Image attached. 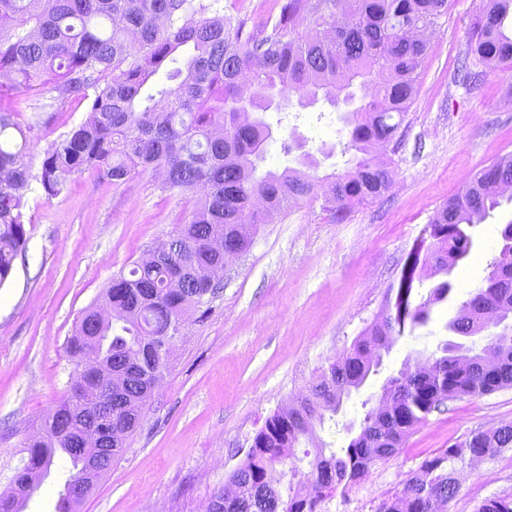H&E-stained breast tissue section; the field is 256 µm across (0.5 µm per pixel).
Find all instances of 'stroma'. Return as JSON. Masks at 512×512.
Instances as JSON below:
<instances>
[{"instance_id": "35a3bbf8", "label": "stroma", "mask_w": 512, "mask_h": 512, "mask_svg": "<svg viewBox=\"0 0 512 512\" xmlns=\"http://www.w3.org/2000/svg\"><path fill=\"white\" fill-rule=\"evenodd\" d=\"M225 16L242 19L262 37L284 0H222ZM481 0H448L424 37L428 53L417 93L399 135L382 155L394 187L353 204L336 220L321 200L304 201L260 225L246 253L229 259L218 297L189 306L168 368L145 405L124 454L101 478L79 512H201L212 492L243 459L249 439L289 397L306 392L320 370L340 357L380 316L384 296L435 212L478 172L512 156V66L485 69L477 84L455 76L466 34ZM14 120L45 150L87 117V106H44L23 88L9 89ZM344 105L290 98L264 112L272 128L258 171L301 167L310 174L343 173ZM160 173L121 184L100 172L71 176L53 197L29 194L26 249L0 284V493L22 466L23 444L69 396L76 374L68 341L83 313L100 302L112 277L146 259L181 223L185 198L162 191ZM512 221L503 201L471 229L469 257L451 274L452 300L434 320L399 338L379 374L344 398L320 432L330 448L346 446L366 399H378L387 377L407 358L447 341L459 304L478 288ZM512 424V387L448 401L405 440L401 452L372 466L347 495L324 512H376L423 460L471 432ZM469 477L445 512H475L485 499L512 496V448L462 466Z\"/></svg>"}]
</instances>
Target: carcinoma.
Instances as JSON below:
<instances>
[{
  "label": "carcinoma",
  "mask_w": 512,
  "mask_h": 512,
  "mask_svg": "<svg viewBox=\"0 0 512 512\" xmlns=\"http://www.w3.org/2000/svg\"><path fill=\"white\" fill-rule=\"evenodd\" d=\"M483 15L470 33L461 62L495 66L512 62V0H482ZM447 0H286L270 34L243 37L245 22L224 16L220 0H0V73L49 107L89 102L88 118L41 153L0 102V284L25 250L28 193L57 195L68 177L95 169L116 183L152 169L164 175L163 190L188 197L184 220L156 249L159 261L139 262L112 277L102 301L84 312L70 340L75 364L93 359L112 364V419L97 423L93 408L106 397L100 383L83 400L58 404L39 434L24 443L23 468L47 472L56 452L68 457L77 475L86 461L70 439L102 441L112 455L107 473L122 455L144 405L167 369L163 340L182 328L187 304L219 293L206 275L224 267V245L249 249L265 212L262 199L285 210L308 199L343 219L354 202L381 197L392 182L388 167L372 151L397 137L417 93L416 80L428 44L417 30L432 25ZM331 21H326V18ZM311 28L299 31L301 22ZM359 81L361 107L346 117L345 149L352 166L324 178L286 167L257 174L271 128L261 117L274 97L292 95L331 102ZM512 182V158L483 169L443 204L425 236L407 256L397 281L387 289L381 318L356 338L340 361L324 368L293 412L277 411L250 441L245 459L230 473L233 496L218 489L207 512H320L336 492L346 494L370 468L399 452L414 427L461 396H482L512 387V269L494 264L483 285L462 301L447 324L468 339L481 333L484 315L498 311L502 330L481 348L445 342L424 361L405 363L379 396L387 406L366 412L347 446L332 450L317 435L325 413H336V392L349 395L378 372L381 351L431 319L432 306L452 291L447 281L416 301L427 268L448 274L471 250L468 228L501 206L488 187ZM311 445V470L303 473L294 453ZM512 448V425L495 434L475 431L424 460L402 488L377 512H431L433 500L449 502L460 484L457 464L469 451L494 456ZM20 492L0 495V512H22ZM477 512H512V498L487 499Z\"/></svg>",
  "instance_id": "cac0c4a2"
}]
</instances>
